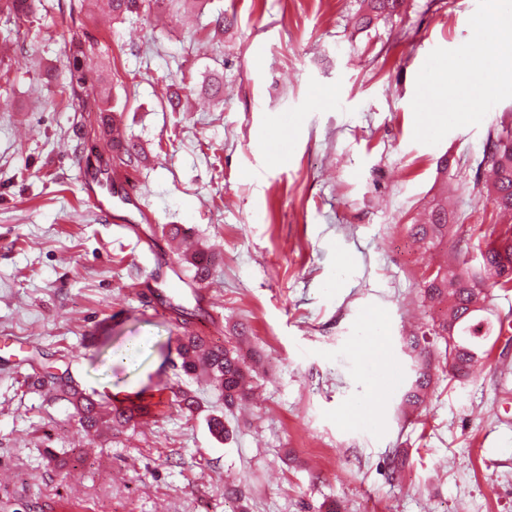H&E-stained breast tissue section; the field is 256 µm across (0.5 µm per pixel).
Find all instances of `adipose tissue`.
Instances as JSON below:
<instances>
[{
	"instance_id": "1",
	"label": "adipose tissue",
	"mask_w": 512,
	"mask_h": 512,
	"mask_svg": "<svg viewBox=\"0 0 512 512\" xmlns=\"http://www.w3.org/2000/svg\"><path fill=\"white\" fill-rule=\"evenodd\" d=\"M479 25L483 38L467 50L465 63L512 77V0H488Z\"/></svg>"
}]
</instances>
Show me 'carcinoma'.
<instances>
[{"mask_svg": "<svg viewBox=\"0 0 512 512\" xmlns=\"http://www.w3.org/2000/svg\"><path fill=\"white\" fill-rule=\"evenodd\" d=\"M159 2L107 0V6L112 16L119 18L127 13L149 12ZM32 14V0H0V15L16 24L29 21ZM67 51L72 62H85L93 53V43L86 34L76 35L67 43ZM87 82L88 72L72 67L66 91L75 111H108L98 97L86 92ZM479 166L491 172V181L486 184L488 199L499 211L512 214V131L504 130L490 138L489 149ZM412 232L417 241L432 247L448 238V198L433 204L428 222L412 225ZM481 256L482 266L477 272H469L463 261L458 265L439 264L432 276L423 278V299L447 305L443 317L427 325V333L434 341L444 342L449 372L454 377L469 373L481 358L483 342L491 335V330H482V321L478 320V313L484 311L488 288L497 287L504 291L512 288V224L506 225L495 239L486 243ZM182 261L192 267L195 278L210 271V261L201 252L186 255ZM202 341V337L190 330L178 339L181 371L191 378L206 376L224 399V407L230 410L248 395L251 374L246 355L239 345L228 347L211 343L206 357L196 362L193 354ZM431 381L427 368L420 367L404 394L406 404L420 405ZM57 384L73 404L80 425L88 433H96L104 427L118 431L147 413L145 406L134 402L115 413L108 409L105 401L97 402V410L93 412L91 402L72 380L61 377Z\"/></svg>", "mask_w": 512, "mask_h": 512, "instance_id": "cac0c4a2", "label": "carcinoma"}]
</instances>
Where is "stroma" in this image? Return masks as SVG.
Listing matches in <instances>:
<instances>
[{
	"instance_id": "stroma-1",
	"label": "stroma",
	"mask_w": 512,
	"mask_h": 512,
	"mask_svg": "<svg viewBox=\"0 0 512 512\" xmlns=\"http://www.w3.org/2000/svg\"><path fill=\"white\" fill-rule=\"evenodd\" d=\"M58 2L39 0L1 59L0 512L62 499L82 512H512V339L492 336L460 379L432 354L425 402L401 404L416 369L406 342L445 311L423 306L424 275L455 261L477 222L466 260L478 270L503 222L474 179L489 134L512 128V83L460 63L486 0H405L374 19L361 0H175L76 26ZM77 32L138 152L111 164L136 197L128 216L152 215L136 235L84 200L98 115L59 96ZM447 70L460 94L445 110L423 95ZM485 81L491 93L463 98ZM443 190L448 242L427 251L411 219ZM166 224L211 260L217 321L195 329L250 354L254 391L233 410L180 373L169 305L195 301ZM376 334L386 356L368 346ZM388 358L401 383L383 393ZM65 372L89 393L142 396L150 413L86 437L51 381ZM182 391L199 410L178 407ZM214 411L228 440L208 431Z\"/></svg>"
}]
</instances>
